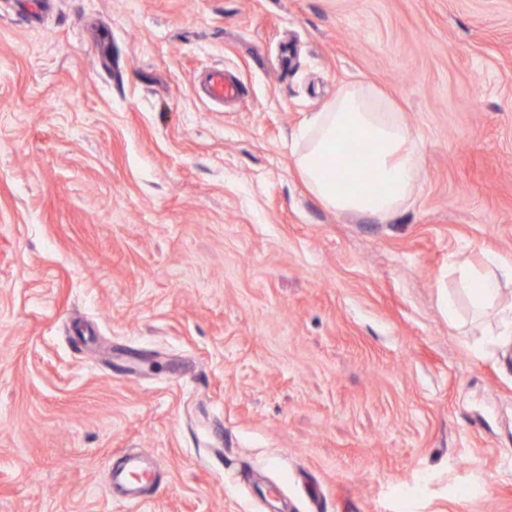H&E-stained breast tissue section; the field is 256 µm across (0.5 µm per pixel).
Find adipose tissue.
<instances>
[{"instance_id":"adipose-tissue-1","label":"adipose tissue","mask_w":512,"mask_h":512,"mask_svg":"<svg viewBox=\"0 0 512 512\" xmlns=\"http://www.w3.org/2000/svg\"><path fill=\"white\" fill-rule=\"evenodd\" d=\"M372 147L369 171L343 177L338 153L347 140ZM294 165L307 188L328 209L353 215L387 217L409 199L421 172L414 130L394 103L366 82L344 86L321 111L309 114L298 134ZM476 314L497 315L502 343L512 342V309L501 307L504 289L512 288V265L488 259L482 269L461 263L455 269Z\"/></svg>"}]
</instances>
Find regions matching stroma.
Segmentation results:
<instances>
[{
	"instance_id": "obj_1",
	"label": "stroma",
	"mask_w": 512,
	"mask_h": 512,
	"mask_svg": "<svg viewBox=\"0 0 512 512\" xmlns=\"http://www.w3.org/2000/svg\"><path fill=\"white\" fill-rule=\"evenodd\" d=\"M354 81L424 140L387 218L293 164ZM490 256L512 0H0V512H512V345L451 272ZM204 90L209 99L217 102L234 98L240 91L237 83L225 77L223 69H214L206 75ZM124 465L112 471V487L122 489L124 499L131 504L144 500V489L153 485V473L144 463V457L127 455Z\"/></svg>"
}]
</instances>
